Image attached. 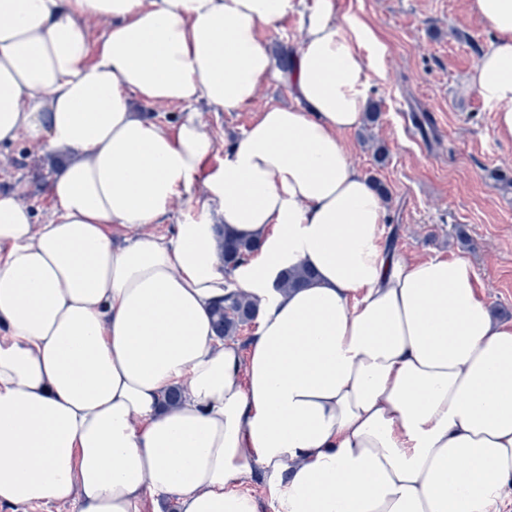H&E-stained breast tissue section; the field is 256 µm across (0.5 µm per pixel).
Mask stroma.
<instances>
[{
	"mask_svg": "<svg viewBox=\"0 0 512 512\" xmlns=\"http://www.w3.org/2000/svg\"><path fill=\"white\" fill-rule=\"evenodd\" d=\"M336 12L366 22L385 47V74L369 94L380 107L373 142L358 128L339 139L353 166L389 190L388 245L409 262L467 258L495 317L512 321V138L498 131L496 106L464 89L493 31L473 0H336ZM291 102L287 88L272 83L242 108L201 101L195 109L223 149L266 107ZM377 142L389 152L382 165L374 159ZM52 166L27 135L0 146V191L23 185L19 199L39 225L54 214Z\"/></svg>",
	"mask_w": 512,
	"mask_h": 512,
	"instance_id": "stroma-1",
	"label": "stroma"
}]
</instances>
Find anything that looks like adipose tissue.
I'll list each match as a JSON object with an SVG mask.
<instances>
[{
  "instance_id": "adipose-tissue-1",
  "label": "adipose tissue",
  "mask_w": 512,
  "mask_h": 512,
  "mask_svg": "<svg viewBox=\"0 0 512 512\" xmlns=\"http://www.w3.org/2000/svg\"><path fill=\"white\" fill-rule=\"evenodd\" d=\"M468 80L512 137V0ZM281 62L258 33L288 14ZM109 24L91 44L85 19ZM383 47L335 0H0V144L57 159L38 226L0 191V505L75 512H498L512 497V323L470 262H406L339 132L360 126ZM293 105L217 145L193 110ZM185 112L175 130L135 102ZM205 197H197V186ZM170 238L146 233L176 199ZM222 223H212L211 206ZM137 230L116 244L112 233ZM253 239L225 273L224 234ZM295 266L309 286L276 284ZM261 301L247 348L220 341L228 280ZM183 395L176 404L167 396Z\"/></svg>"
}]
</instances>
